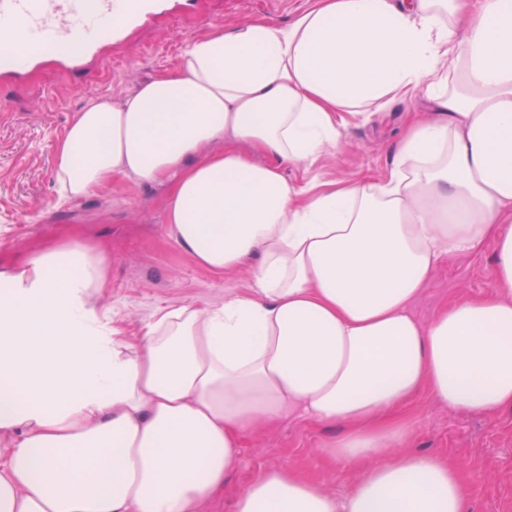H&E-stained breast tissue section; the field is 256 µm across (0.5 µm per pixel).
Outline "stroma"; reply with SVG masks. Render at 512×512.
I'll list each match as a JSON object with an SVG mask.
<instances>
[{
  "label": "stroma",
  "instance_id": "35a3bbf8",
  "mask_svg": "<svg viewBox=\"0 0 512 512\" xmlns=\"http://www.w3.org/2000/svg\"><path fill=\"white\" fill-rule=\"evenodd\" d=\"M311 0H177L151 15L123 39L101 46L85 69L58 77L59 66L42 61L25 77L0 82V265L20 263L41 240L69 236L106 242L112 281L97 298L99 309L126 332H139L159 309L181 304L219 305L247 293L250 267L218 275L197 265L176 244L165 222L166 187L118 177L74 203L58 200L54 146L86 101L119 102L138 85L175 67L186 39L264 18L285 25ZM435 117L422 95L391 103L371 120L350 122L338 148L327 149L312 168L288 163V180L331 182L381 178L410 113ZM492 248L445 258L412 303L423 324L454 300L493 292ZM410 424L407 452H428L455 464L470 488L469 512H512V407L491 413L448 409L422 394L404 410ZM327 429L296 416L248 437L237 452L224 490L201 512H233V502L260 470L290 466L343 497L357 471L331 465L322 445Z\"/></svg>",
  "mask_w": 512,
  "mask_h": 512
}]
</instances>
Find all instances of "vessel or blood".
<instances>
[{
  "mask_svg": "<svg viewBox=\"0 0 512 512\" xmlns=\"http://www.w3.org/2000/svg\"><path fill=\"white\" fill-rule=\"evenodd\" d=\"M157 6L158 0H0V77L20 78L45 58L81 69L92 51Z\"/></svg>",
  "mask_w": 512,
  "mask_h": 512,
  "instance_id": "1",
  "label": "vessel or blood"
}]
</instances>
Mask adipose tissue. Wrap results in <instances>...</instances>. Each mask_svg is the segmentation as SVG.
Returning <instances> with one entry per match:
<instances>
[{"label":"adipose tissue","instance_id":"obj_1","mask_svg":"<svg viewBox=\"0 0 512 512\" xmlns=\"http://www.w3.org/2000/svg\"><path fill=\"white\" fill-rule=\"evenodd\" d=\"M418 90L439 116L411 122L383 179L283 175ZM118 176L167 184L181 249L217 274L256 260L253 285L129 336L94 304L107 246L45 240L0 267V512H199L290 412L337 427L324 452L357 482L338 501L270 468L234 512H469L456 466L402 452L400 411L423 393L512 407V0H315L188 39L57 141L62 201ZM488 246L490 295L410 315L442 259Z\"/></svg>","mask_w":512,"mask_h":512}]
</instances>
